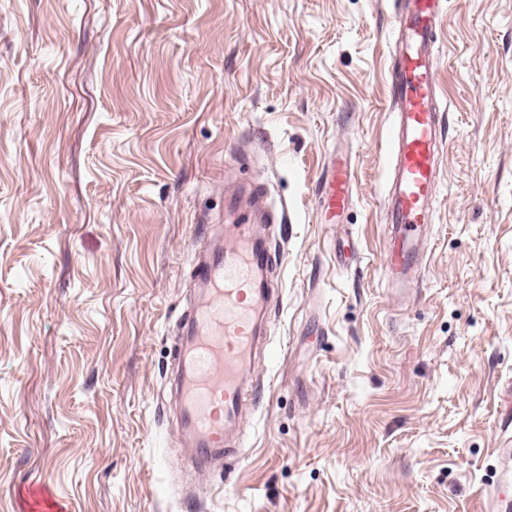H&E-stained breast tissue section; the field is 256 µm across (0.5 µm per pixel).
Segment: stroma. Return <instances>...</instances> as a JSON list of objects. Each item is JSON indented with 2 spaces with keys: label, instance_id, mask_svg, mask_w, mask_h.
<instances>
[{
  "label": "stroma",
  "instance_id": "stroma-1",
  "mask_svg": "<svg viewBox=\"0 0 512 512\" xmlns=\"http://www.w3.org/2000/svg\"><path fill=\"white\" fill-rule=\"evenodd\" d=\"M420 281L384 269L393 0H0V512H489L512 401V0H447ZM351 198L319 208L330 155ZM263 224L275 355L182 459L194 251ZM29 492L32 495V511L34 512H63L66 511L64 504L57 500L49 490L35 482L30 488Z\"/></svg>",
  "mask_w": 512,
  "mask_h": 512
}]
</instances>
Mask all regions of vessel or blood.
I'll return each instance as SVG.
<instances>
[{
	"label": "vessel or blood",
	"instance_id": "b4317fda",
	"mask_svg": "<svg viewBox=\"0 0 512 512\" xmlns=\"http://www.w3.org/2000/svg\"><path fill=\"white\" fill-rule=\"evenodd\" d=\"M443 0H399L391 61V152L386 182L385 270L398 287L420 277L423 232L432 204L444 140L436 71L437 19ZM326 214L336 217L351 195L346 161L331 160ZM257 224L234 225L225 243L204 250L193 265L197 293L180 319V356L170 380L178 402V427L195 471L223 460L226 440L243 411L252 363L266 345L268 309L276 294L268 277L269 254ZM33 512H64V504L34 483Z\"/></svg>",
	"mask_w": 512,
	"mask_h": 512
}]
</instances>
